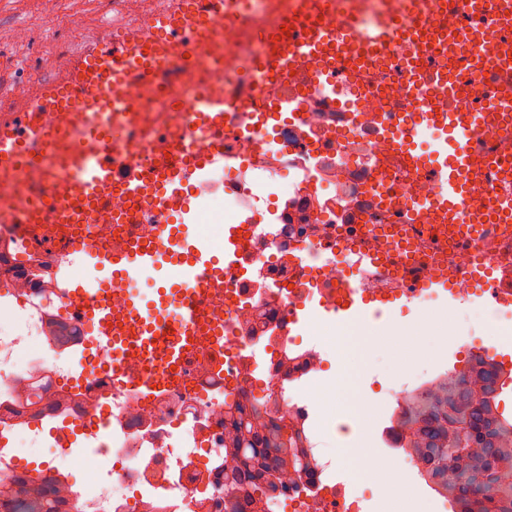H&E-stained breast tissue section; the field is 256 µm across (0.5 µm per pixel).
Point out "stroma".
Returning a JSON list of instances; mask_svg holds the SVG:
<instances>
[{
  "mask_svg": "<svg viewBox=\"0 0 512 512\" xmlns=\"http://www.w3.org/2000/svg\"><path fill=\"white\" fill-rule=\"evenodd\" d=\"M110 0H56L51 13H44L40 6H33L31 14L5 8L0 10V55L22 52L28 64L23 71L24 77L46 78L51 74L50 54L65 51L80 40L79 32L69 31L67 22L74 13H81L86 25L96 24L107 14ZM22 28L27 33L23 45H16L11 34L14 29ZM395 335L382 337L379 354L373 355L361 351L362 339L357 336L359 325L357 318L351 317L343 322L347 334V344L353 349L352 384L338 392L336 407L355 418L362 432L366 460L384 454L390 458L392 472L401 474L406 485L404 490V512H411L414 505L422 503L423 489L415 477V467H403V451L396 449L391 438L393 390L398 385L409 384L417 380L423 371L432 369L436 363H447L451 372L464 371L471 358L466 345L472 337H480L484 344L495 345L497 354L512 362V337L496 342L495 337L512 321L505 319L503 310L489 309L479 298L459 304L456 314V333L448 338H437L431 321L395 308ZM416 350L420 358L416 365L406 366L407 350ZM322 446L334 468L335 481L346 485L348 489L372 486L376 492L383 493L388 483L381 474H373L366 479L354 478L341 464L344 445L335 434L332 423L321 420L318 424Z\"/></svg>",
  "mask_w": 512,
  "mask_h": 512,
  "instance_id": "stroma-1",
  "label": "stroma"
}]
</instances>
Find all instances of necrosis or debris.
Instances as JSON below:
<instances>
[{
	"mask_svg": "<svg viewBox=\"0 0 512 512\" xmlns=\"http://www.w3.org/2000/svg\"><path fill=\"white\" fill-rule=\"evenodd\" d=\"M222 2L235 15L224 27V124L215 130L224 167L209 185L188 183L185 196L197 201L209 238L233 260L224 266L223 296L204 299L198 310L202 346L177 368L144 361L156 395L106 373L92 374L84 392L72 395L69 350L85 325L65 308L50 272L51 248L29 250L31 237L49 236L53 227L0 223V243L10 246L9 255L0 254V293L9 298L0 305V489L35 481L59 497L60 512H228L234 461L224 454V433L239 416L258 412L285 425L313 469L291 478L286 492L265 497L259 512H361V497L331 481L316 432L320 417L336 414L338 382L322 377L321 351L302 337L330 335L332 323L317 317L299 326L298 302L341 303V255L362 247L387 264L353 274L359 295L413 297L445 336L453 335L456 305L469 292L451 303L435 292L412 294L402 263L417 262L428 276L470 269L489 291L502 289L474 244L412 213L431 199L432 182L381 137L398 122L413 126L417 108L443 96L422 77L439 68L451 79L449 106L474 112L476 140L495 162L512 166V112L483 111L497 82L473 74L463 32L474 18L465 0H448L433 14L408 10L406 0H338L334 29L351 19L365 29L378 13H396L408 30L433 33L429 51L357 64L298 56L288 81L271 68L243 78L236 63L267 56L259 33L274 29L294 0H246L242 8ZM187 55L204 71L215 64L201 57L199 43L178 42L167 70L127 94L135 112L112 118L120 131L112 155L133 165L143 182L153 180L161 154L203 140L194 111L203 85L182 84L177 110L157 90ZM112 208L129 214L130 223L75 224L73 237L122 247L151 237L162 219L148 199L117 186ZM216 331L223 343H215ZM94 410L101 428L90 449L64 453L53 443L50 461L19 468L17 444L41 443L45 421L78 420Z\"/></svg>",
	"mask_w": 512,
	"mask_h": 512,
	"instance_id": "obj_1",
	"label": "necrosis or debris"
}]
</instances>
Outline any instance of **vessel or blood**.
<instances>
[{
    "instance_id": "b4317fda",
    "label": "vessel or blood",
    "mask_w": 512,
    "mask_h": 512,
    "mask_svg": "<svg viewBox=\"0 0 512 512\" xmlns=\"http://www.w3.org/2000/svg\"><path fill=\"white\" fill-rule=\"evenodd\" d=\"M219 0H170L142 23L113 24L103 19L99 28L85 31L77 46L58 53L51 78L18 82L8 99H0V222L51 224L60 244L61 261L76 260L85 276L67 289V302L86 322L101 350L102 364L114 379H128L127 361L137 350H153L160 328H174L178 339L163 354L167 365H182L195 353V306L203 295L221 291L218 258L203 242L194 240L190 227L194 213L184 202L188 183L207 184L212 171L224 164V146L216 139L201 147H182L177 163H163L150 185H143L135 171L112 162V110L118 93L133 84H145L153 73L165 70L175 37H202V52L222 56L223 21ZM297 32L290 42L269 32L267 61L247 63L249 72L275 64L280 74L291 72L294 56L323 54L335 46L337 55L386 54L404 46L421 49L425 33H405L395 15L378 16L368 29L349 23L332 35L324 21L306 12H287L280 19ZM202 129L224 122V91L212 78L194 106ZM422 130H435L431 154L413 153L402 131L388 135L386 146L395 153L412 154L418 168L436 179L434 199L426 209L432 222L449 223L465 230L467 240L493 252L492 227L480 209L467 205L469 177L503 179L491 157L480 153L473 137L470 113L439 103L421 114ZM68 175L65 195H56L51 174ZM121 183L129 194L155 196L177 223L158 225L153 238L122 251H107L93 241L75 240L73 224H88L112 214V185ZM39 183L44 193L37 203L16 214L15 200L28 185ZM179 270L176 282L162 280L154 301L146 303L128 292L121 311H113L107 292L111 285L135 281L147 269L162 271L165 264Z\"/></svg>"
}]
</instances>
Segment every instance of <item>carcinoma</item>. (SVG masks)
<instances>
[{
    "mask_svg": "<svg viewBox=\"0 0 512 512\" xmlns=\"http://www.w3.org/2000/svg\"><path fill=\"white\" fill-rule=\"evenodd\" d=\"M499 377L497 365L480 355L471 359L468 369L459 374L471 386L462 404L464 431L448 424L443 403L448 397V382L410 399L398 419L403 431L400 447L415 462L419 472L451 496L455 512H512V423L497 414L495 398L472 400L476 389L488 376ZM288 434L281 426L254 420L247 427L234 424L224 438V454L238 458L247 454L257 462L259 471L242 476L233 470L232 484L245 482L259 492L275 485V480L309 470L301 448L288 446ZM489 464L496 474V494L486 497L457 481V472L478 469ZM0 512H58L51 494L35 495L19 483L0 497Z\"/></svg>",
    "mask_w": 512,
    "mask_h": 512,
    "instance_id": "cac0c4a2",
    "label": "carcinoma"
}]
</instances>
